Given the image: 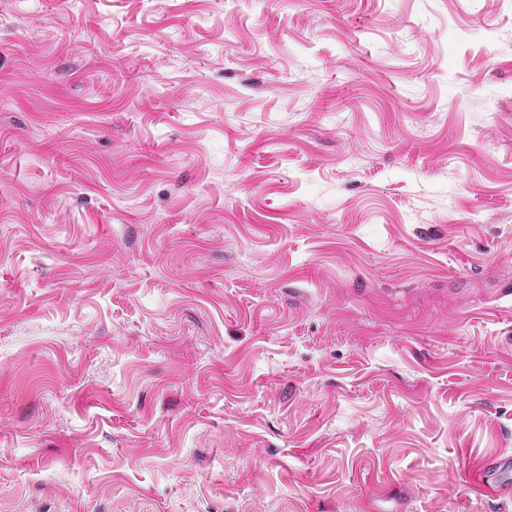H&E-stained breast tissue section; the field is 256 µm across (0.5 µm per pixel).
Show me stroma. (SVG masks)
I'll use <instances>...</instances> for the list:
<instances>
[{
    "mask_svg": "<svg viewBox=\"0 0 512 512\" xmlns=\"http://www.w3.org/2000/svg\"><path fill=\"white\" fill-rule=\"evenodd\" d=\"M512 0H0V512H497ZM474 467L482 479L476 489L500 500H512V456L498 455L477 458Z\"/></svg>",
    "mask_w": 512,
    "mask_h": 512,
    "instance_id": "obj_1",
    "label": "stroma"
}]
</instances>
